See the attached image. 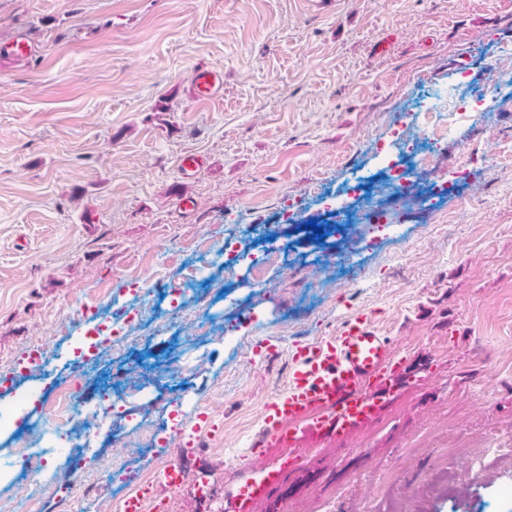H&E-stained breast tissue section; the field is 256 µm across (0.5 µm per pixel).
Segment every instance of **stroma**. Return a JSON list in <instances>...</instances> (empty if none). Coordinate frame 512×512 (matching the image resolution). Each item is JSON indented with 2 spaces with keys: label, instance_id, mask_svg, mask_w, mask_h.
I'll return each instance as SVG.
<instances>
[{
  "label": "stroma",
  "instance_id": "obj_1",
  "mask_svg": "<svg viewBox=\"0 0 512 512\" xmlns=\"http://www.w3.org/2000/svg\"><path fill=\"white\" fill-rule=\"evenodd\" d=\"M20 33L32 55L0 59V380L13 381L0 406L14 410L0 420V500L30 492L22 457L51 432L36 400L67 384L97 318L145 310L129 328L136 344L118 363L98 361L87 395L118 367L148 377L153 397L113 424L107 457H88L102 472L167 457L141 438L183 393L188 424L204 408L218 427L200 438L211 451L183 460L173 512H196L199 473L221 475L223 504L252 474L236 459L288 376V348L361 309L410 379L375 422L302 454L277 490L286 512H512V170L471 165L460 194L483 191L487 212L448 228L415 216L365 230L345 268L291 249L257 286L249 265L225 275L196 247L252 224L283 228L288 209L300 224L317 218L353 174L381 176L399 151L394 122L418 129L422 101L462 77L480 96L459 119L444 105L457 135L511 151L512 79L488 75L512 48V0H0V43ZM381 40L389 56H375ZM200 67L223 73V96L194 97ZM189 153L203 165L186 179L178 164ZM184 197L195 202L187 214ZM164 242L169 253H156ZM191 269L199 282H182ZM81 295L94 314H82ZM217 318L223 340L189 335ZM263 338L281 351L256 357ZM35 343L44 365L17 373ZM48 468L47 512H63L55 480L79 486L86 471L63 454Z\"/></svg>",
  "mask_w": 512,
  "mask_h": 512
}]
</instances>
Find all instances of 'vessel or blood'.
Segmentation results:
<instances>
[{
  "instance_id": "vessel-or-blood-1",
  "label": "vessel or blood",
  "mask_w": 512,
  "mask_h": 512,
  "mask_svg": "<svg viewBox=\"0 0 512 512\" xmlns=\"http://www.w3.org/2000/svg\"><path fill=\"white\" fill-rule=\"evenodd\" d=\"M193 86L197 99L211 100L223 91L224 79L201 68ZM289 358L288 381L264 400L263 426L250 444L260 467L253 477L236 483L228 512H251L255 501L269 497L294 464L287 449L309 448L368 424L406 374L405 363L364 312L346 318L336 335L292 344ZM164 477L166 494L145 489L129 503L128 512H167L166 495L180 489L186 471L176 461Z\"/></svg>"
}]
</instances>
